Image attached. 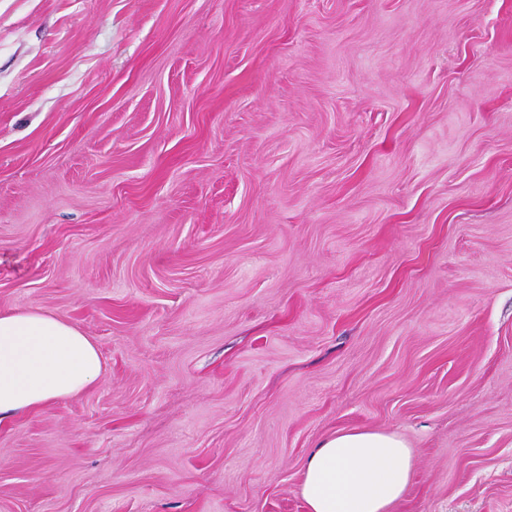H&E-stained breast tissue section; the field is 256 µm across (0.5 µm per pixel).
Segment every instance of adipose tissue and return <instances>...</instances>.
I'll return each instance as SVG.
<instances>
[{"label": "adipose tissue", "instance_id": "ef3b65f1", "mask_svg": "<svg viewBox=\"0 0 512 512\" xmlns=\"http://www.w3.org/2000/svg\"><path fill=\"white\" fill-rule=\"evenodd\" d=\"M102 360L77 326L39 309L0 311V425L98 381ZM413 473L398 435L345 429L309 455L301 495L307 512H392Z\"/></svg>", "mask_w": 512, "mask_h": 512}]
</instances>
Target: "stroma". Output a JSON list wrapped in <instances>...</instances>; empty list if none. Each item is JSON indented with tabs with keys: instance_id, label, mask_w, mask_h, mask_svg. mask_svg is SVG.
<instances>
[{
	"instance_id": "stroma-1",
	"label": "stroma",
	"mask_w": 512,
	"mask_h": 512,
	"mask_svg": "<svg viewBox=\"0 0 512 512\" xmlns=\"http://www.w3.org/2000/svg\"><path fill=\"white\" fill-rule=\"evenodd\" d=\"M86 391L0 426V512H512V0H0V310ZM412 473V450L398 435L345 429L309 455L301 495L308 512H393Z\"/></svg>"
}]
</instances>
